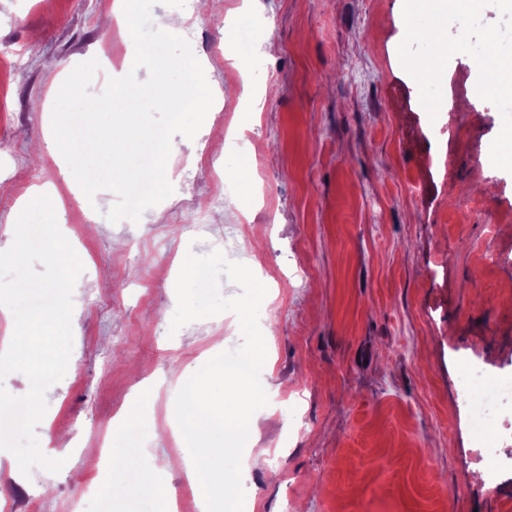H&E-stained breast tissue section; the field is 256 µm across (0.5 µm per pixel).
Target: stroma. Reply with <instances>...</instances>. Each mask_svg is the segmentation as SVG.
Segmentation results:
<instances>
[{"label":"stroma","mask_w":512,"mask_h":512,"mask_svg":"<svg viewBox=\"0 0 512 512\" xmlns=\"http://www.w3.org/2000/svg\"><path fill=\"white\" fill-rule=\"evenodd\" d=\"M404 0H185L182 35L210 109L178 184L140 222L110 223L109 190L75 198L51 136L55 87L99 58L115 0H0V251L34 189L92 215L69 242L83 271L73 349L36 427L59 472L22 474L0 451V512H70L86 486H126L112 512H159L125 458L110 472L102 434L139 450L161 490L204 512L175 398L242 343L233 312L170 326L187 253L257 266L268 403L242 457L243 512H512V474L483 485L477 437L457 400L459 362L512 376V173L487 148L502 128L453 55L441 77L444 133L428 128L404 68ZM254 34L255 71L224 45ZM195 234L183 226L194 213ZM497 223H489V215Z\"/></svg>","instance_id":"obj_1"}]
</instances>
